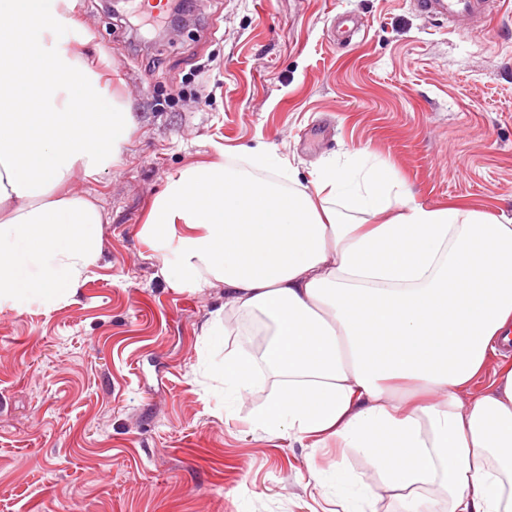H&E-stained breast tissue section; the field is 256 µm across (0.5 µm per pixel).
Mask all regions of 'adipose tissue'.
<instances>
[{
	"mask_svg": "<svg viewBox=\"0 0 512 512\" xmlns=\"http://www.w3.org/2000/svg\"><path fill=\"white\" fill-rule=\"evenodd\" d=\"M75 2L0 0V71L27 52L56 75L33 112L0 89V306L77 294L102 220L57 190L113 164L134 126L77 49L90 37ZM23 128L38 141L30 168L8 147ZM141 234L166 278L223 284L225 305L264 327L260 356L228 353L217 372L235 400L257 371L278 377L255 430L355 449L404 512L431 499L441 512H512V363L495 360L512 341V218L416 202L358 154L307 185L259 151L169 176Z\"/></svg>",
	"mask_w": 512,
	"mask_h": 512,
	"instance_id": "1",
	"label": "adipose tissue"
}]
</instances>
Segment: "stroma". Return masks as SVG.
Here are the masks:
<instances>
[{
  "label": "stroma",
  "mask_w": 512,
  "mask_h": 512,
  "mask_svg": "<svg viewBox=\"0 0 512 512\" xmlns=\"http://www.w3.org/2000/svg\"><path fill=\"white\" fill-rule=\"evenodd\" d=\"M139 10L76 0L135 125L113 166L68 186L102 216L78 296L0 307V512H334L310 483L331 463L402 512L357 451L254 430L273 376L225 401L213 374L248 339L201 336L222 288L164 278L141 230L170 175L256 148L306 182L361 151L419 202L512 216V0L479 29L411 0H198L149 44Z\"/></svg>",
  "instance_id": "35a3bbf8"
}]
</instances>
